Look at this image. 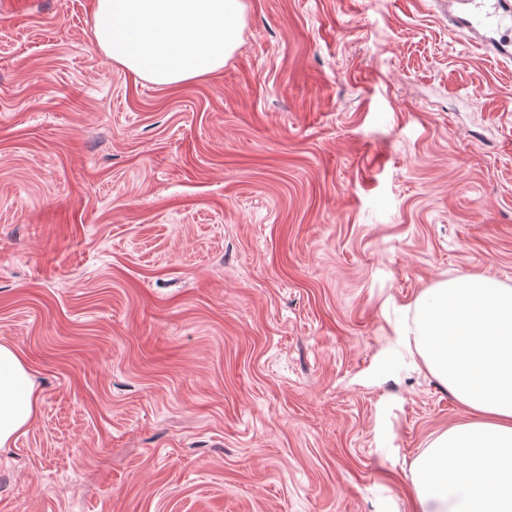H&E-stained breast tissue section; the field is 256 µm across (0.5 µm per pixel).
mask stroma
I'll list each match as a JSON object with an SVG mask.
<instances>
[{"mask_svg":"<svg viewBox=\"0 0 512 512\" xmlns=\"http://www.w3.org/2000/svg\"><path fill=\"white\" fill-rule=\"evenodd\" d=\"M158 86L93 0H0V343L41 390L0 512H415L466 412L416 300L512 287V59L447 0H243Z\"/></svg>","mask_w":512,"mask_h":512,"instance_id":"1","label":"stroma"}]
</instances>
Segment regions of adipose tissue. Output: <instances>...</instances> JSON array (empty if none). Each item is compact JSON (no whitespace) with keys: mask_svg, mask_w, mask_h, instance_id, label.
I'll return each instance as SVG.
<instances>
[{"mask_svg":"<svg viewBox=\"0 0 512 512\" xmlns=\"http://www.w3.org/2000/svg\"><path fill=\"white\" fill-rule=\"evenodd\" d=\"M242 0H93V36L113 63L170 86L221 70L240 40ZM414 349L466 418L413 463L416 512H512V288L446 280L415 305ZM39 389L0 343V450L33 423ZM465 469L449 475L448 467Z\"/></svg>","mask_w":512,"mask_h":512,"instance_id":"adipose-tissue-1","label":"adipose tissue"}]
</instances>
